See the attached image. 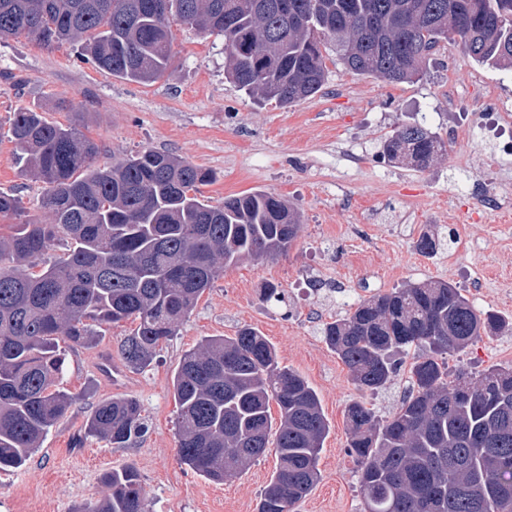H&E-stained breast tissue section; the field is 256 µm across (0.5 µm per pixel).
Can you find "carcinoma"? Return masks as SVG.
<instances>
[{
	"instance_id": "carcinoma-1",
	"label": "carcinoma",
	"mask_w": 512,
	"mask_h": 512,
	"mask_svg": "<svg viewBox=\"0 0 512 512\" xmlns=\"http://www.w3.org/2000/svg\"><path fill=\"white\" fill-rule=\"evenodd\" d=\"M171 17L224 37L230 81L284 107L321 91L329 40L347 69L390 82L420 77L450 36L474 62L512 67V0H0V41L77 44L98 68L149 83L172 66ZM10 133L51 220L0 235L1 471L22 468L76 402L60 387L58 337L90 345L93 326L130 319L136 327L118 357L144 369L224 268L286 253L301 227L299 212L266 191L200 199L212 173L169 152L97 166L96 142L35 107L14 113ZM383 153L424 169L447 142L403 126ZM20 214V198L0 192V216ZM61 243L64 256L40 265ZM506 329L512 323L436 280L402 284L326 324V343L360 391L381 390L413 358L412 387L393 414L381 418L361 401L346 408L364 512H512V365L472 379L439 361ZM173 387L178 455L191 470L222 482L272 448L277 467L258 512H291L315 487L329 423L316 391L260 332L202 339L181 357ZM88 430L126 448L147 425L126 397L97 405ZM106 481L111 493L76 512H148L134 468Z\"/></svg>"
}]
</instances>
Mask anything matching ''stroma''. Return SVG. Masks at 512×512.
I'll list each match as a JSON object with an SVG mask.
<instances>
[{"label":"stroma","mask_w":512,"mask_h":512,"mask_svg":"<svg viewBox=\"0 0 512 512\" xmlns=\"http://www.w3.org/2000/svg\"><path fill=\"white\" fill-rule=\"evenodd\" d=\"M172 30L174 67L150 84L83 62L68 44L47 49L23 35L0 41V191L20 197L24 218L47 221L41 185L20 175L9 133L16 109L35 105L50 121L79 124L102 148L98 163L145 148L171 152L213 173L200 188L203 200L275 193L300 210L301 231L287 253L226 269L144 370L126 369L116 356L133 322L97 327L89 346L59 340L63 386L79 399L26 466L0 471V512H74L108 496L107 474L125 466L140 474L151 512H257L274 454L219 484L194 473L179 460L172 385L181 356L203 337L232 336L244 326L260 331L280 362L307 380L330 425L320 480L295 512H363L345 409L357 400L389 416L410 389V373L401 368L378 392L359 391L322 329L351 305L420 280L457 284L477 308L512 319V164L485 172L457 164L479 154L459 116L476 96L495 93L512 104V68L478 66L448 40L420 79L395 83L347 70L331 43L323 89L284 108L225 79L223 37L177 22ZM404 125L448 137L447 155L422 170L383 157L382 140ZM479 174L508 208L484 213L467 196ZM461 207L474 211V223H457ZM425 230L441 240L430 258L415 248ZM271 284L285 302L265 301ZM446 360L449 371L476 374L512 365V333L481 337ZM121 397L139 400L149 430L116 449L86 422L98 404Z\"/></svg>","instance_id":"stroma-1"}]
</instances>
